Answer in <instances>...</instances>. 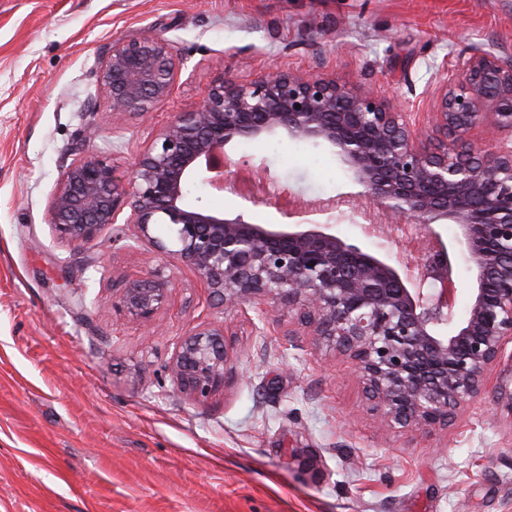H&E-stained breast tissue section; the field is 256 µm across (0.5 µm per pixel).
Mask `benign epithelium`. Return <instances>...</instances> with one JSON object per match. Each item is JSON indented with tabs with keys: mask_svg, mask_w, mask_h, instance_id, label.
Wrapping results in <instances>:
<instances>
[{
	"mask_svg": "<svg viewBox=\"0 0 512 512\" xmlns=\"http://www.w3.org/2000/svg\"><path fill=\"white\" fill-rule=\"evenodd\" d=\"M180 71L161 34L112 41L99 88L114 119L143 116L173 94ZM301 108H295V105ZM509 134L491 149L472 132L486 118ZM389 107L372 88L303 70L260 72L215 82L176 113L135 158L130 180L112 152L85 153L64 167L50 201L56 236L76 246L123 223L162 257L193 269L226 306L269 304L299 321L315 344L348 357L373 410L389 427L429 432L448 426L474 399L512 341V58L458 57L428 115ZM283 134L330 147L362 195L430 229L445 218L473 274L469 304L456 314L457 282L441 246L391 264L334 234L299 224H255L249 210L228 217L186 202L196 178L215 185L210 160L246 138ZM159 268L127 281L112 304L148 325L169 300ZM232 370L225 327L182 338L168 371L176 390L205 400ZM498 399L512 413V371Z\"/></svg>",
	"mask_w": 512,
	"mask_h": 512,
	"instance_id": "benign-epithelium-1",
	"label": "benign epithelium"
}]
</instances>
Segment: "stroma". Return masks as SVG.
<instances>
[{
  "mask_svg": "<svg viewBox=\"0 0 512 512\" xmlns=\"http://www.w3.org/2000/svg\"><path fill=\"white\" fill-rule=\"evenodd\" d=\"M167 37L181 62L171 98L112 120L98 85L114 39ZM512 57V0H0V512H512V413L494 380L430 433L386 427L351 361L288 317L218 305L197 274L111 231L76 248L49 205L89 123L119 175L177 112L231 74L302 69L431 111L459 54ZM233 157L265 161L304 203L348 200L335 233L363 237L361 197L327 147L282 135ZM166 266L173 288L149 325L114 312L126 281ZM225 325L223 390L199 403L167 367L188 332Z\"/></svg>",
  "mask_w": 512,
  "mask_h": 512,
  "instance_id": "obj_1",
  "label": "stroma"
}]
</instances>
